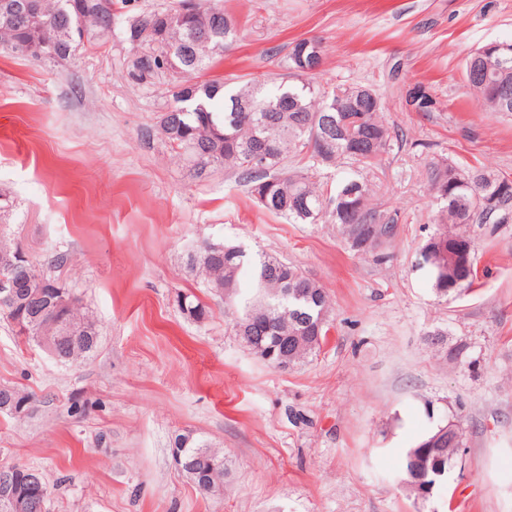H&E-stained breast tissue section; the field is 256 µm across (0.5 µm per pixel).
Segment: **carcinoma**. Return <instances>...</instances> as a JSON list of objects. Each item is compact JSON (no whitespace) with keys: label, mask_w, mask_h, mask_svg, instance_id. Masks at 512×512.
I'll list each match as a JSON object with an SVG mask.
<instances>
[{"label":"carcinoma","mask_w":512,"mask_h":512,"mask_svg":"<svg viewBox=\"0 0 512 512\" xmlns=\"http://www.w3.org/2000/svg\"><path fill=\"white\" fill-rule=\"evenodd\" d=\"M40 13L47 30L69 36L47 61L56 63L75 55L77 49L103 43L116 28L128 31L133 41L131 21L143 18L157 30L166 32L158 45L139 43L129 64L130 78L147 84L168 75L172 105L159 115L158 125L171 149L183 156L197 178L214 169L228 167L239 171L252 197L269 213L295 224H334L348 249L370 258L378 265L390 258L399 224L397 215L373 202L371 188L358 174L338 181L333 188L320 182L323 167L339 161L372 166L391 150L395 138L382 120V105H374L378 95L362 84L336 85L326 89L301 70L294 43L284 61L292 71V84H245L224 95V83L198 80L213 60L224 55L226 42L237 36V22L227 26L230 15L218 7H205L201 0H176L162 10H139L118 15L106 0H26ZM195 3L196 13L189 21H180L183 10ZM39 33L20 16L0 11V54L16 53L21 44H34ZM512 86V50L504 52L495 69L468 85L476 91L492 112L512 113V101L503 104L499 85ZM252 102L254 111L235 112V103ZM328 143V157L318 159L321 142ZM264 153V163L252 161L256 151ZM308 157L301 168L288 166L289 155ZM430 187L439 201L436 229L419 252L418 269L424 271L435 294L446 297L472 286L477 275L476 261L461 269L448 257V250L466 239L474 241L471 229L477 227L495 233L501 225L497 217L512 215V178L483 169L461 170L445 162L430 167ZM192 268L206 287L234 298L239 312L237 335L248 336L249 350L262 345L281 352L288 337H296L290 368H295L320 350L329 325L321 314H330L325 289L297 266L267 254H248L241 246L206 241L191 257ZM7 278L18 288L20 301L0 302V316L15 335L29 343H38L42 322L58 323L55 335L58 360L74 361L93 353L99 333L95 320L82 310L80 298L65 287L60 276L38 269L29 259H21L12 268L0 267V279ZM179 306L189 318L201 322L207 311L189 295H180ZM463 430L448 432V424L437 425L401 459V470L416 500L426 503L430 497L420 494L425 485L421 471L412 467V457L448 465L458 449L464 447ZM193 470L187 477L197 489L209 495L224 491L228 466L224 452L196 437L183 451ZM14 472L21 488L31 497L40 490L50 492L44 475L40 486L24 483L32 468L16 464L0 465V471Z\"/></svg>","instance_id":"obj_1"}]
</instances>
